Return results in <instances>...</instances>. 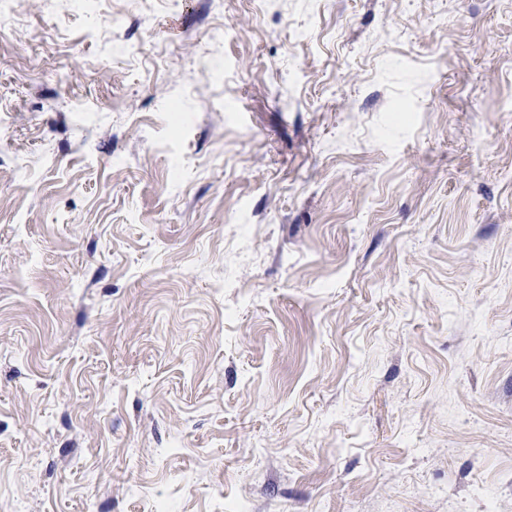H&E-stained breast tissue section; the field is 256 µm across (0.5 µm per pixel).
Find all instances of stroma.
Masks as SVG:
<instances>
[{
	"label": "stroma",
	"mask_w": 512,
	"mask_h": 512,
	"mask_svg": "<svg viewBox=\"0 0 512 512\" xmlns=\"http://www.w3.org/2000/svg\"><path fill=\"white\" fill-rule=\"evenodd\" d=\"M64 3L0 27V512H512V0Z\"/></svg>",
	"instance_id": "35a3bbf8"
}]
</instances>
